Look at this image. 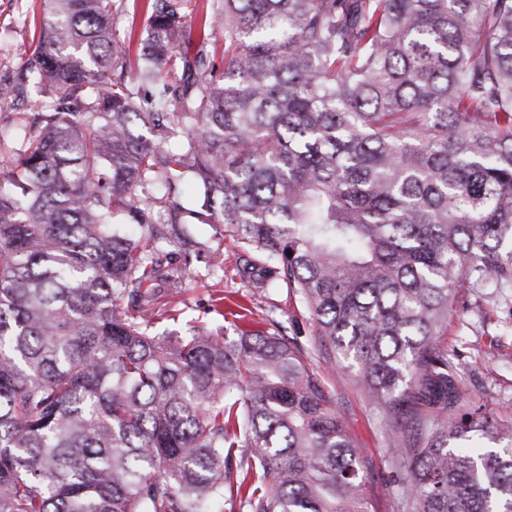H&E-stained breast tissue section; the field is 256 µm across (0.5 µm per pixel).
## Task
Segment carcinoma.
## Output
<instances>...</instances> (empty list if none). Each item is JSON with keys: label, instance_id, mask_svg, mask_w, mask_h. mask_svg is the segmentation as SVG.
I'll return each instance as SVG.
<instances>
[{"label": "carcinoma", "instance_id": "cac0c4a2", "mask_svg": "<svg viewBox=\"0 0 512 512\" xmlns=\"http://www.w3.org/2000/svg\"><path fill=\"white\" fill-rule=\"evenodd\" d=\"M205 2L219 70L182 54L192 0H150L134 66L117 0H41L54 105L0 137V512H368L297 341L155 332L151 288L199 258L186 181L356 369L411 512H512V423L439 343L459 288L512 284V0Z\"/></svg>", "mask_w": 512, "mask_h": 512}]
</instances>
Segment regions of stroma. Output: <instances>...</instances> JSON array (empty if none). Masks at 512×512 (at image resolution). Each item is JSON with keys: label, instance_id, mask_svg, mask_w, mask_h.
<instances>
[{"label": "stroma", "instance_id": "obj_1", "mask_svg": "<svg viewBox=\"0 0 512 512\" xmlns=\"http://www.w3.org/2000/svg\"><path fill=\"white\" fill-rule=\"evenodd\" d=\"M39 13V0H0V87L14 90L13 96L0 99V136L9 144L19 135L17 114L34 116L54 103L53 94L23 83L25 54L35 48ZM148 14V0H123L116 36L125 41L130 56L138 54ZM188 231L203 248L222 251L224 267L211 272L198 262L180 286L156 285L152 307L161 313L156 331L177 336L192 327L222 328L220 310L235 304L249 308L260 327H284L312 356L324 390L336 399L349 435L363 450L370 512H406L405 471L389 446L385 422L354 370L338 368L318 350L313 322L287 286L270 288L260 279L241 277L246 253L225 242L220 226L192 224ZM440 341L466 393L468 409L512 422V288L498 287L490 279L478 288H460Z\"/></svg>", "mask_w": 512, "mask_h": 512}]
</instances>
